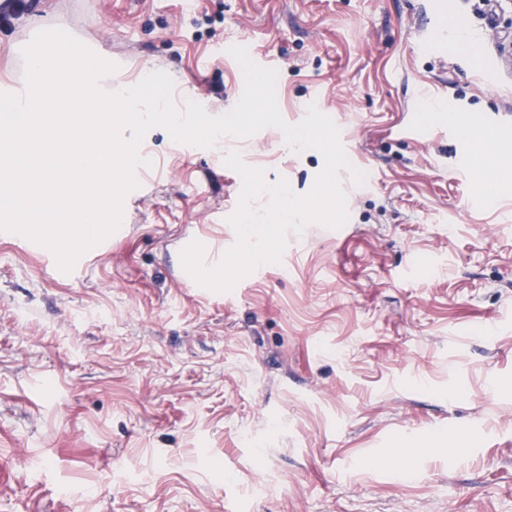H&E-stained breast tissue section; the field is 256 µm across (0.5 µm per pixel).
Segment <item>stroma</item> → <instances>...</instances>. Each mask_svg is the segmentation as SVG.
Listing matches in <instances>:
<instances>
[{
	"label": "stroma",
	"instance_id": "1",
	"mask_svg": "<svg viewBox=\"0 0 512 512\" xmlns=\"http://www.w3.org/2000/svg\"><path fill=\"white\" fill-rule=\"evenodd\" d=\"M483 41L433 44L425 0H24L0 23V82L50 15L117 63L166 72L210 115L244 88L228 49L277 70L283 119L312 100L354 133L348 222L290 235L280 263L216 293L183 269L233 245L242 181L161 127L119 229L71 272L0 231V512H512V73ZM428 138L400 130L411 114ZM267 127L230 149L307 193L324 166ZM495 181L456 174L460 145Z\"/></svg>",
	"mask_w": 512,
	"mask_h": 512
}]
</instances>
